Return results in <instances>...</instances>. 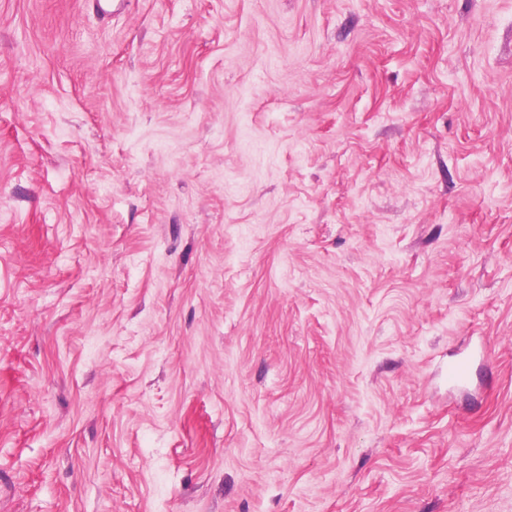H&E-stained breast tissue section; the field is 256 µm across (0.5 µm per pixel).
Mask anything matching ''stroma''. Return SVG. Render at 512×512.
<instances>
[{
	"instance_id": "obj_1",
	"label": "stroma",
	"mask_w": 512,
	"mask_h": 512,
	"mask_svg": "<svg viewBox=\"0 0 512 512\" xmlns=\"http://www.w3.org/2000/svg\"><path fill=\"white\" fill-rule=\"evenodd\" d=\"M0 512H512V0H0Z\"/></svg>"
}]
</instances>
